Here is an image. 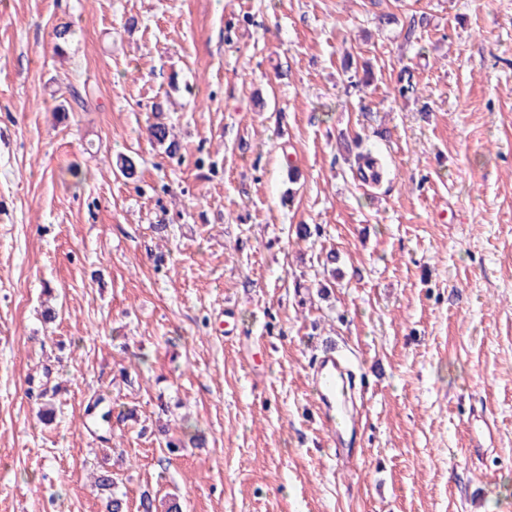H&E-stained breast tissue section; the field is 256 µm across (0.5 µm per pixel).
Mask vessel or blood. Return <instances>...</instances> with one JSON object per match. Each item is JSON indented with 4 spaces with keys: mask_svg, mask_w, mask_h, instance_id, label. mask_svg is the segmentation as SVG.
Returning a JSON list of instances; mask_svg holds the SVG:
<instances>
[{
    "mask_svg": "<svg viewBox=\"0 0 512 512\" xmlns=\"http://www.w3.org/2000/svg\"><path fill=\"white\" fill-rule=\"evenodd\" d=\"M311 381L320 423L334 443L337 455L353 459L359 452L363 430L359 418L342 404L341 396L353 390L354 379L350 378L342 359L330 351L316 364Z\"/></svg>",
    "mask_w": 512,
    "mask_h": 512,
    "instance_id": "vessel-or-blood-1",
    "label": "vessel or blood"
}]
</instances>
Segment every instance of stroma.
<instances>
[{
  "instance_id": "stroma-1",
  "label": "stroma",
  "mask_w": 512,
  "mask_h": 512,
  "mask_svg": "<svg viewBox=\"0 0 512 512\" xmlns=\"http://www.w3.org/2000/svg\"><path fill=\"white\" fill-rule=\"evenodd\" d=\"M330 345L372 382L353 466ZM106 463L128 512H512V0H0V512H104ZM316 390V407L322 427L336 446V456H345L348 462L361 451L364 433L359 418L340 403L343 391H352L355 377L350 378L342 359L327 352L316 364L312 378ZM137 508L139 512H182L181 504L175 496L159 499L145 492L141 494Z\"/></svg>"
}]
</instances>
